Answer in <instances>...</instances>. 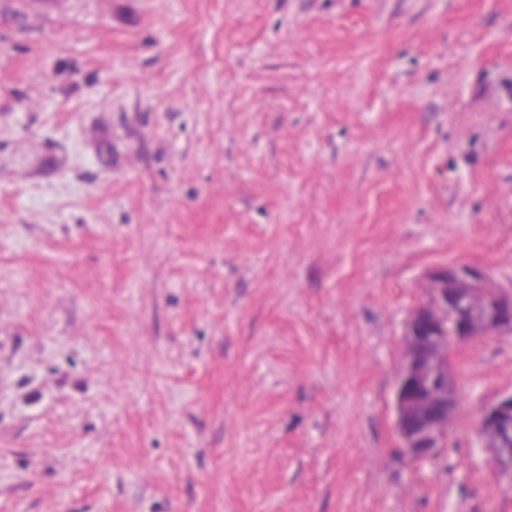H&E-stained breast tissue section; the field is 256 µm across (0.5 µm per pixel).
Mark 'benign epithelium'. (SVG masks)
<instances>
[{
    "label": "benign epithelium",
    "instance_id": "7a95c632",
    "mask_svg": "<svg viewBox=\"0 0 512 512\" xmlns=\"http://www.w3.org/2000/svg\"><path fill=\"white\" fill-rule=\"evenodd\" d=\"M432 293L440 307H451L457 326L452 335L435 334L424 340L415 335L414 324L428 311L418 307L407 322L405 356L412 369L399 376L395 389L396 430L403 447L414 454H428L427 445L448 430V407L458 400L448 382V338L460 345L476 336L512 332V291L495 290L488 300L474 291L489 284L486 273L473 266L456 265L431 274ZM481 429L488 445L512 466V393L501 394L481 411Z\"/></svg>",
    "mask_w": 512,
    "mask_h": 512
}]
</instances>
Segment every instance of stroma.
<instances>
[{
  "mask_svg": "<svg viewBox=\"0 0 512 512\" xmlns=\"http://www.w3.org/2000/svg\"><path fill=\"white\" fill-rule=\"evenodd\" d=\"M512 290V0H0V512H512L429 275ZM426 311L430 312L426 305L418 307L407 322L404 361L414 366L398 377L395 389L396 430L406 452L413 454H429L432 448L426 446L447 432L449 421L458 414V405L451 419L448 414V407L458 400L454 385L448 382V334H434L426 341L414 333L415 322ZM410 378L439 386L434 392L415 395L408 385ZM411 429H416L414 435Z\"/></svg>",
  "mask_w": 512,
  "mask_h": 512,
  "instance_id": "obj_1",
  "label": "stroma"
}]
</instances>
